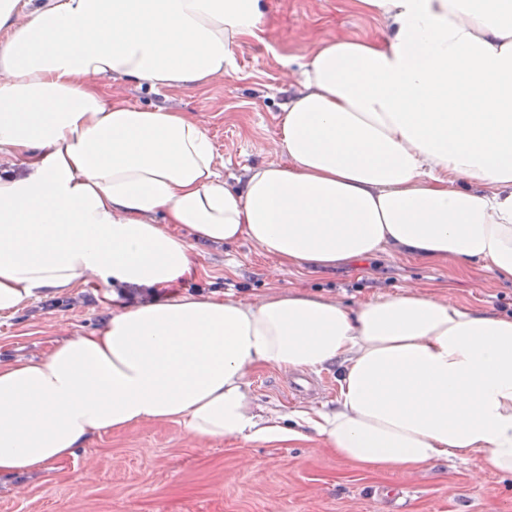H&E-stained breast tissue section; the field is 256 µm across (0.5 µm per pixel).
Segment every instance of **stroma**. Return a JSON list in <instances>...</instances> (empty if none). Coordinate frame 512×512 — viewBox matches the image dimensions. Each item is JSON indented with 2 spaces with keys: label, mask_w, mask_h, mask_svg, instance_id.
Returning <instances> with one entry per match:
<instances>
[{
  "label": "stroma",
  "mask_w": 512,
  "mask_h": 512,
  "mask_svg": "<svg viewBox=\"0 0 512 512\" xmlns=\"http://www.w3.org/2000/svg\"><path fill=\"white\" fill-rule=\"evenodd\" d=\"M264 2V39L236 47L237 72L201 89L158 94L127 82L112 86L132 104H167L196 114L224 163L225 179L236 187L248 169L281 158L279 118L297 88L289 71L299 70L320 40L380 30L377 22L341 0ZM194 260L200 275L179 281L174 292L252 302L297 288L345 301L425 292L436 285L449 301L512 313L511 284L384 254L300 272L243 240L197 245ZM111 290V285L92 281L0 318V362L40 357L56 342L101 327ZM318 376L323 392L309 397L289 394L288 373L273 367L258 368L248 382L266 412L335 407V366L321 369ZM396 484L409 490L404 512H512V475L477 458L442 461L417 472L380 473L351 465L314 440L202 444L191 440L182 425L155 422L94 438L39 472L1 477L0 512H388L381 492Z\"/></svg>",
  "instance_id": "35a3bbf8"
}]
</instances>
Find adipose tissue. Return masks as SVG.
Masks as SVG:
<instances>
[{"instance_id": "obj_1", "label": "adipose tissue", "mask_w": 512, "mask_h": 512, "mask_svg": "<svg viewBox=\"0 0 512 512\" xmlns=\"http://www.w3.org/2000/svg\"><path fill=\"white\" fill-rule=\"evenodd\" d=\"M350 2L381 36L315 45L282 161L235 189L196 115L103 88L236 70L261 0H0V317L92 279L170 288L200 241L244 239L300 271L388 254L512 283V0ZM332 364L335 409L260 414L255 368ZM145 422L198 442L314 438L376 470L479 457L512 475V315L417 292L116 298L102 328L0 362V476Z\"/></svg>"}]
</instances>
